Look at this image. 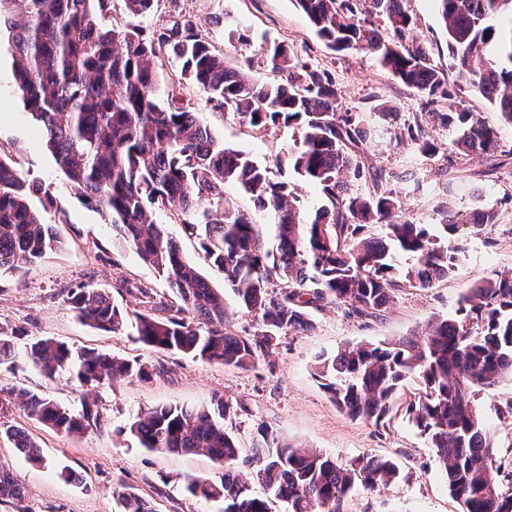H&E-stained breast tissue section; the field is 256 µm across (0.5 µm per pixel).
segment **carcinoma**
Here are the masks:
<instances>
[{
	"label": "carcinoma",
	"instance_id": "obj_1",
	"mask_svg": "<svg viewBox=\"0 0 512 512\" xmlns=\"http://www.w3.org/2000/svg\"><path fill=\"white\" fill-rule=\"evenodd\" d=\"M107 0H0V32L7 31L18 91L40 124L47 148L78 196L112 226L171 288L175 300L142 286L140 309H122L110 296L85 285L68 292L79 321L118 333L158 351L179 352L208 362L254 370L280 336L312 328L309 309L338 303L347 316L381 319L392 293L405 283L430 288L452 276L465 258V227L498 223V212L477 219L438 212L443 234L429 224L396 220L400 193L389 187L399 175L377 168L365 152L369 130L360 117L340 112L331 74L301 63L279 43L267 53L277 80H244L224 55L185 23L142 36L135 27L107 28L100 14ZM316 34L338 51L364 50L427 100L450 96L448 76L414 44L401 0H295ZM447 32L448 53L459 76L485 96L512 126V0H436ZM383 18L393 37H382L373 17ZM495 58L472 60L488 44ZM173 52L181 75L208 102L234 113L255 132L302 125L299 147L288 157L294 173L319 187L324 204L304 210L296 187L277 179L248 153L216 139L187 107L158 100L157 58ZM457 126L455 147L479 152L488 171L502 166L494 129L461 107L440 115ZM407 137L422 154L437 147L419 122ZM235 182L255 205L276 216L277 246L267 250L251 218L224 207V183ZM371 191L358 193L354 183ZM39 188L0 159V274L18 273L63 244L29 205ZM208 201L215 208H205ZM172 209L185 232L201 239L205 257L224 272V286L239 309L258 318L254 334L234 330L235 312L186 261L176 239L154 223L152 211ZM385 223V235L364 229ZM412 264L402 268L398 257ZM16 331L0 327V371L17 366ZM24 357L53 378L66 373L83 388L74 411L39 393L0 385V411L22 406L27 415L65 435L102 429L99 389L116 379L148 380L139 360L73 348L53 338L25 344ZM314 376L336 408L379 425L401 414L424 437L461 512H512V462L497 458L499 441L475 404L476 395L512 384V275L478 279L454 314L420 335L386 344L347 343L322 357ZM238 407L222 397L211 406L166 405L139 410L129 423L140 445L158 453L205 452L217 477H176L184 491L204 502H223L221 512H345L357 487L384 488L400 476L392 460L359 456L345 463L282 441L262 427L251 447L242 446L224 421ZM28 462L48 465L36 439L23 429L0 426ZM260 486L263 494L254 492ZM22 483L0 465V504H19ZM117 512H157L152 502L123 482L112 488Z\"/></svg>",
	"mask_w": 512,
	"mask_h": 512
}]
</instances>
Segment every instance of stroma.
I'll return each mask as SVG.
<instances>
[{"mask_svg": "<svg viewBox=\"0 0 512 512\" xmlns=\"http://www.w3.org/2000/svg\"><path fill=\"white\" fill-rule=\"evenodd\" d=\"M412 33L435 65L449 73L452 95L427 102L404 86L364 51L337 52L320 39L295 0H157L151 14L131 15L124 0H109L101 15L109 28L139 26L144 37L173 24L192 23L198 34L222 51L228 63L256 83L274 80L264 49L274 43L288 45L312 68L331 73L339 111L359 115L371 130L365 150L376 167L388 172L412 173L409 181L395 183L405 199L407 220L432 224L441 206L466 215L482 208L500 212L498 224L469 235L466 259L456 273L434 287H402L393 295L383 320L361 321L346 316L342 306L329 303L313 311V328L281 336L267 364L241 371L179 353L160 352L127 334L106 333L81 324L67 301V293L80 285L105 290L117 303L138 305L124 283L152 288L171 297L166 281L145 264L134 248L119 242L101 214L70 188L38 132V124L18 92L14 59L7 37H0V159L15 166L40 187L30 201L40 206L52 196L44 223L60 231L62 250L45 256L21 274L0 276V326L28 337L48 336L76 347H94L151 366L149 382L123 379L100 389L99 409L107 424L68 436L31 419L20 407L0 414V425L26 429L39 442L48 467H37L16 454L0 439V462L9 465L27 489L20 505H0V512H115L112 486L124 482L149 497L157 512H220L215 503L185 495L173 482L174 474L215 476L217 469L204 453L162 455L140 447L126 426L141 408L177 404L209 405L223 396L238 403L232 420L243 446H250L258 427L266 426L281 439L320 450L345 462L362 455L395 461L400 480L388 487L356 489L347 498L346 512H460L451 497L434 451L403 416L383 424L354 419L340 412L313 376L320 356H330L344 344L365 341L379 344L412 335L435 318L450 316L473 282L496 272H512V126L502 120L486 97L450 73L447 34L435 0H403ZM160 97L173 94L196 113L199 121L228 146L250 153L254 161L273 168L277 178L297 184L308 210L323 203L318 187L297 179L283 165L287 153L302 139L299 126H278L256 133L233 113L208 103L203 92L180 76L181 62L173 54L156 61ZM465 107L494 128L505 149L503 166L488 172L484 155L462 154L454 142V125L441 114ZM426 119L435 157L423 156L404 137L409 123ZM224 197L247 213L266 246L275 243L271 212L261 211L237 184L224 186ZM157 223L166 225L178 241L183 257L196 265L215 290L224 294L227 308L236 309L232 292L224 288L223 272L211 264L196 238L183 230L175 211L158 210ZM0 380L26 388L71 407H79L83 390L67 375L45 377L30 363ZM70 466L77 480L66 483L56 476L55 465Z\"/></svg>", "mask_w": 512, "mask_h": 512, "instance_id": "1", "label": "stroma"}]
</instances>
